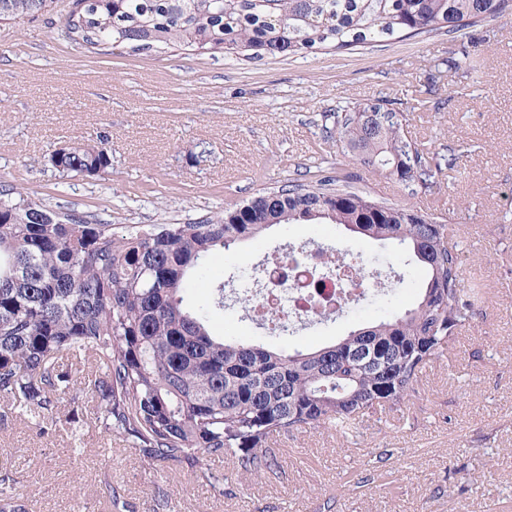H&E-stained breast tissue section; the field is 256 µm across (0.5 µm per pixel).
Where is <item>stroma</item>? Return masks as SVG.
Here are the masks:
<instances>
[{
  "label": "stroma",
  "instance_id": "35a3bbf8",
  "mask_svg": "<svg viewBox=\"0 0 512 512\" xmlns=\"http://www.w3.org/2000/svg\"><path fill=\"white\" fill-rule=\"evenodd\" d=\"M72 7L50 0L44 13L0 20V181L121 226L181 224L322 169L348 171L375 198L441 212L458 230L465 282L483 298L407 410L365 418L357 438L281 436L279 469L258 481L229 460L209 461L224 475L220 493L190 466L147 467L123 439L100 432L93 404L74 415L63 405L54 417L17 416L0 424V465L20 477L28 512H123L113 489L134 512H155L162 491L169 512H512V12L466 41L431 34L254 64L177 48L94 53L60 32ZM473 65L481 82L465 76ZM376 98L394 102L405 134L426 150L454 148L458 167L413 194L338 149L325 114ZM103 140L109 180L67 177L49 163L59 147ZM299 240L403 272L390 297L415 303L420 271L398 251L349 242L333 224H291L210 264L193 293L203 300L224 284L216 333L291 351L332 344L378 318L383 300L371 291L333 322L273 333L246 319L228 273ZM473 472L483 485L464 488Z\"/></svg>",
  "mask_w": 512,
  "mask_h": 512
}]
</instances>
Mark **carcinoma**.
<instances>
[{"mask_svg": "<svg viewBox=\"0 0 512 512\" xmlns=\"http://www.w3.org/2000/svg\"><path fill=\"white\" fill-rule=\"evenodd\" d=\"M47 0H0V19L36 15ZM509 0H74L64 36L90 50L136 54L178 47L258 63L320 48L350 50L474 28ZM336 146L406 186L428 189L459 155L429 152L401 134L384 99L331 112ZM50 164L72 177L112 169L105 147L73 143ZM287 224H336L409 254L422 277L410 307L391 306L335 343L293 352L212 335L225 285L256 311V269L229 272L211 301L187 290L210 260ZM441 214L372 197L352 173L262 190L224 215L185 224L114 226L69 204L49 208L0 183V398L19 413L90 400L96 425L149 466L231 459L261 479L279 467L275 441L304 430L349 435L364 417L417 397L423 370L447 357L470 325L479 292ZM87 353L81 377L57 365ZM16 473L0 467V512H26Z\"/></svg>", "mask_w": 512, "mask_h": 512, "instance_id": "cac0c4a2", "label": "carcinoma"}]
</instances>
